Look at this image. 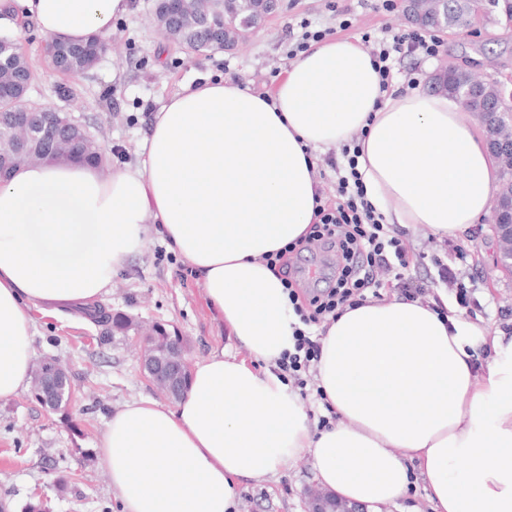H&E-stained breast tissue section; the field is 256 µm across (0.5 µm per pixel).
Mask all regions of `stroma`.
<instances>
[{
    "label": "stroma",
    "mask_w": 512,
    "mask_h": 512,
    "mask_svg": "<svg viewBox=\"0 0 512 512\" xmlns=\"http://www.w3.org/2000/svg\"><path fill=\"white\" fill-rule=\"evenodd\" d=\"M281 0L278 9L237 46L187 55L161 36L154 24V0H132L130 12L115 20L119 38L112 53L79 76L52 69L42 47L45 35L22 19L0 24V36L19 39L34 72L31 102L72 113L101 143L109 169L141 160L153 119L160 106L201 77L238 80L256 92L273 91L278 70L288 62L290 35L301 21L331 37L361 39L382 28L408 29L401 10L377 9L376 0ZM437 57L402 58L397 78L410 70L421 75V89L442 67L470 63L477 75H512V22L487 8L473 29L442 34ZM69 87L68 99L59 96ZM464 258L459 277L478 299V306L458 308V315L486 327L490 334L512 336V276L493 266V243L486 222L473 225L460 240ZM114 313L132 317L134 330L100 341L101 329L79 307L59 314L34 313L31 362L60 361L76 388L68 412H56L35 401L31 390L0 398V500L10 512H25L43 502L46 512H123L106 467L95 449L111 414L141 399L164 402V395L141 372L140 346L149 329L165 324L182 336L190 363L225 352L251 367L259 362L234 336L222 314L205 297L191 268L158 234L144 236L127 266L112 280L101 299ZM409 488L404 497L379 506L377 512H433L427 482L416 461H408ZM313 465L302 455L274 475L242 479L234 512H306L305 493L313 488Z\"/></svg>",
    "instance_id": "35a3bbf8"
}]
</instances>
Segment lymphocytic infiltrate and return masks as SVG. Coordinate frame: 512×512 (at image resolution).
Masks as SVG:
<instances>
[{
  "mask_svg": "<svg viewBox=\"0 0 512 512\" xmlns=\"http://www.w3.org/2000/svg\"><path fill=\"white\" fill-rule=\"evenodd\" d=\"M363 42L379 75L380 89L388 94L393 91L392 68L396 59L411 54L433 58L442 46L438 36L421 29L399 31L388 40L367 33ZM359 155L357 142L343 145V161L335 166V203H320L308 236L266 258L267 265L280 273L301 322L294 330L292 349L284 351L276 361L279 370L297 380L317 364L321 355L319 341L306 332L308 326L320 325L342 314L345 308L358 306L368 295L378 294L384 286L383 276L389 273L404 300L418 299L428 288L427 282L406 280L405 271L418 265L419 259L407 251L396 225L384 223L382 215L367 201L358 170ZM316 244L336 250L340 261L328 287L304 305L294 287L293 264L295 257Z\"/></svg>",
  "mask_w": 512,
  "mask_h": 512,
  "instance_id": "lymphocytic-infiltrate-1",
  "label": "lymphocytic infiltrate"
}]
</instances>
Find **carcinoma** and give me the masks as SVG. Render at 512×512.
<instances>
[{
	"instance_id": "obj_1",
	"label": "carcinoma",
	"mask_w": 512,
	"mask_h": 512,
	"mask_svg": "<svg viewBox=\"0 0 512 512\" xmlns=\"http://www.w3.org/2000/svg\"><path fill=\"white\" fill-rule=\"evenodd\" d=\"M483 7V0H412L414 18L427 28L469 29ZM268 11L267 0H177L175 10H155L159 32L193 53L229 48L244 39ZM109 49L104 38L96 37L85 43L49 41L46 53L53 68L62 74H81L98 62ZM33 72L20 46L11 42L0 47V168L11 173L12 157L25 153L31 162H52L84 159L104 167L107 157L104 149L92 138L75 129L69 122H55L44 126L35 137L27 126L16 124L12 115L25 112L42 118L47 108L30 105L21 94V87L31 83ZM477 87L478 93L470 100L466 111L486 124L488 144L495 138L512 134L508 113L487 120L485 113L494 111L490 103L497 101L500 88L495 82L473 80L467 68H457L433 78L434 89L450 96L462 85ZM91 319L107 330L121 325V319L103 305L91 313Z\"/></svg>"
}]
</instances>
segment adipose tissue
<instances>
[{
    "label": "adipose tissue",
    "mask_w": 512,
    "mask_h": 512,
    "mask_svg": "<svg viewBox=\"0 0 512 512\" xmlns=\"http://www.w3.org/2000/svg\"><path fill=\"white\" fill-rule=\"evenodd\" d=\"M129 10L0 0L1 14L73 42ZM355 136L386 223L462 237L488 210L496 161L460 102L418 88L382 96L369 53L347 39L313 45L268 97L233 81L183 88L156 113L144 159L110 178L91 163L25 165L0 184V397L28 385L31 310L96 303L150 231L267 364L214 353L175 407L143 400L111 415L96 449L124 512H231L238 479L301 453L323 486L370 506L404 496L414 460L434 512H512V337L419 300L345 310L321 334L315 378L336 421L317 433L271 368L295 318L263 257L314 220V150Z\"/></svg>",
    "instance_id": "adipose-tissue-1"
}]
</instances>
